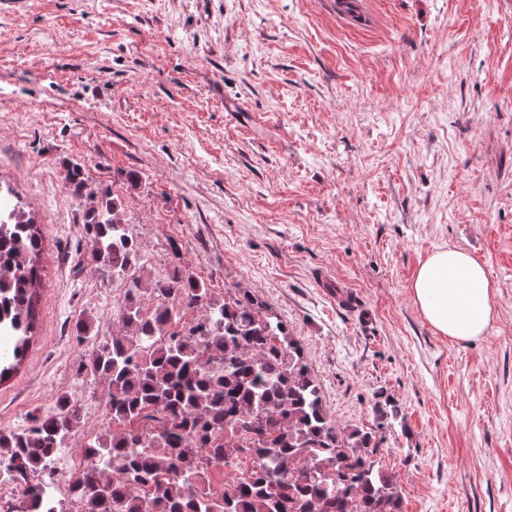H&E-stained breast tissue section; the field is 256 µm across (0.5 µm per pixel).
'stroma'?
Masks as SVG:
<instances>
[{"mask_svg":"<svg viewBox=\"0 0 512 512\" xmlns=\"http://www.w3.org/2000/svg\"><path fill=\"white\" fill-rule=\"evenodd\" d=\"M0 0V183L38 222L40 317L0 384V430L64 393L66 441L107 428L75 384L124 289L86 263L90 195L122 198L153 270L245 288L300 342L326 407L383 430L402 512H512V0ZM81 164L88 193L66 166ZM138 172L130 185L126 172ZM457 245L498 316L457 343L411 294Z\"/></svg>","mask_w":512,"mask_h":512,"instance_id":"35a3bbf8","label":"stroma"}]
</instances>
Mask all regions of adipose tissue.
Wrapping results in <instances>:
<instances>
[{
    "label": "adipose tissue",
    "mask_w": 512,
    "mask_h": 512,
    "mask_svg": "<svg viewBox=\"0 0 512 512\" xmlns=\"http://www.w3.org/2000/svg\"><path fill=\"white\" fill-rule=\"evenodd\" d=\"M411 293L432 328L455 342L484 336L496 317V289L484 264L458 247L432 252L420 264Z\"/></svg>",
    "instance_id": "1"
}]
</instances>
